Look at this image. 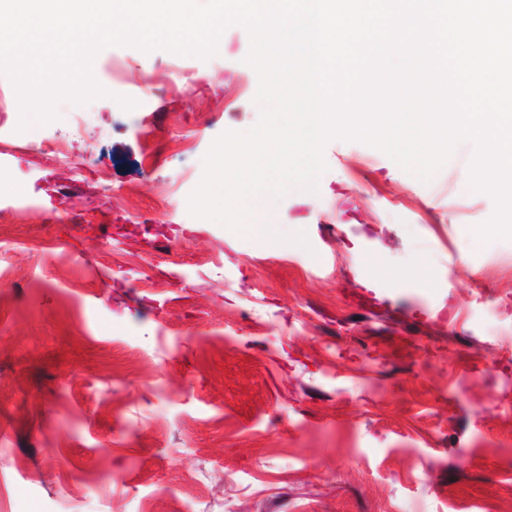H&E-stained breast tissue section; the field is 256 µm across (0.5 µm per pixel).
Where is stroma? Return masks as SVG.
<instances>
[{"mask_svg":"<svg viewBox=\"0 0 512 512\" xmlns=\"http://www.w3.org/2000/svg\"><path fill=\"white\" fill-rule=\"evenodd\" d=\"M250 48L240 25L206 60L104 48L106 94L77 131L66 99L20 130L0 76L9 512H490L512 499V239L475 233L496 204L468 185L474 144L425 183L376 147L330 140L317 193L257 216L306 231L308 251L194 216L212 145L260 117Z\"/></svg>","mask_w":512,"mask_h":512,"instance_id":"obj_1","label":"stroma"}]
</instances>
